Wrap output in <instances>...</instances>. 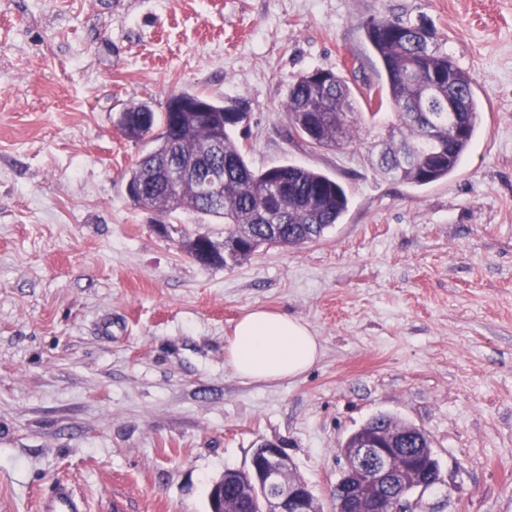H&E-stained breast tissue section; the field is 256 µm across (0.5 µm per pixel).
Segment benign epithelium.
<instances>
[{"label":"benign epithelium","instance_id":"1","mask_svg":"<svg viewBox=\"0 0 512 512\" xmlns=\"http://www.w3.org/2000/svg\"><path fill=\"white\" fill-rule=\"evenodd\" d=\"M399 449L383 448L369 438L346 450L345 469L355 481L346 499L334 504L333 512H414L410 495L441 482V472L415 475L397 462ZM249 472L257 482L250 496L237 503L236 512H323L308 484L294 472L292 461L275 443H264L253 452Z\"/></svg>","mask_w":512,"mask_h":512}]
</instances>
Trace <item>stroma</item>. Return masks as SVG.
<instances>
[{
    "instance_id": "1",
    "label": "stroma",
    "mask_w": 512,
    "mask_h": 512,
    "mask_svg": "<svg viewBox=\"0 0 512 512\" xmlns=\"http://www.w3.org/2000/svg\"><path fill=\"white\" fill-rule=\"evenodd\" d=\"M383 14L474 80L448 179L379 175L372 130L335 150L288 135L300 74L382 84L360 23ZM184 90L246 109L231 136L253 169L336 179L340 223L229 267L181 252L223 223L135 207L124 174L151 145L114 120ZM253 308L308 323L321 359L239 376L224 350ZM378 414L432 440L421 512H512V0H0V512H36L58 478L86 512H209L265 442L330 512L340 450Z\"/></svg>"
}]
</instances>
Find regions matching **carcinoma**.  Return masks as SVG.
<instances>
[{
  "label": "carcinoma",
  "instance_id": "obj_1",
  "mask_svg": "<svg viewBox=\"0 0 512 512\" xmlns=\"http://www.w3.org/2000/svg\"><path fill=\"white\" fill-rule=\"evenodd\" d=\"M362 29L384 72L382 87H369L359 98L336 72L322 69V79L315 81L307 71L291 85L284 104L291 128L313 147L336 149L353 143L364 126L377 127L383 173L417 186L448 178L478 130L480 106L472 77L441 50L435 32L421 35V25L377 16ZM450 99L461 103L466 117L457 135L436 125L448 112ZM385 105L395 111L397 121L385 119L380 112ZM229 112L238 114V124L247 118L237 105L181 91L161 114L142 101L116 119L126 139L155 143L124 174L126 185L137 189L130 197L134 206L164 214L193 211L205 220L224 222L222 243L207 235L177 241L181 251L204 266L237 264L264 245L316 241L338 223L349 203L343 186L320 171L295 164L251 169L229 134ZM216 180L224 184L218 196L205 189ZM394 427L390 416L376 415L349 436L345 447L368 431L386 434ZM429 445L426 433L413 430L400 444L405 452L399 461L412 455L424 467L433 466L434 459L424 453Z\"/></svg>",
  "mask_w": 512,
  "mask_h": 512
}]
</instances>
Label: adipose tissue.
I'll use <instances>...</instances> for the list:
<instances>
[{
	"label": "adipose tissue",
	"mask_w": 512,
	"mask_h": 512,
	"mask_svg": "<svg viewBox=\"0 0 512 512\" xmlns=\"http://www.w3.org/2000/svg\"><path fill=\"white\" fill-rule=\"evenodd\" d=\"M321 353L319 338L306 322L261 308L238 320L226 349L235 372L259 383L297 378L317 363Z\"/></svg>",
	"instance_id": "ef3b65f1"
}]
</instances>
